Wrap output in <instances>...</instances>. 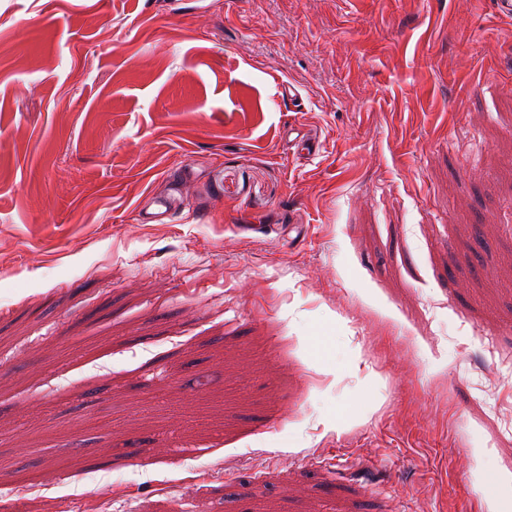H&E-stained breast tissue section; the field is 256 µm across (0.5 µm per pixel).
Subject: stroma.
<instances>
[{
  "instance_id": "1",
  "label": "stroma",
  "mask_w": 512,
  "mask_h": 512,
  "mask_svg": "<svg viewBox=\"0 0 512 512\" xmlns=\"http://www.w3.org/2000/svg\"><path fill=\"white\" fill-rule=\"evenodd\" d=\"M494 14L0 0V512H512Z\"/></svg>"
}]
</instances>
